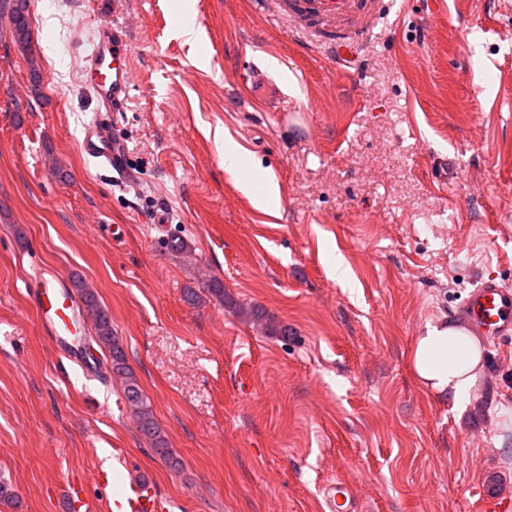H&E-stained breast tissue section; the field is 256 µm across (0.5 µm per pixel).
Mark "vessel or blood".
<instances>
[{"label": "vessel or blood", "mask_w": 512, "mask_h": 512, "mask_svg": "<svg viewBox=\"0 0 512 512\" xmlns=\"http://www.w3.org/2000/svg\"><path fill=\"white\" fill-rule=\"evenodd\" d=\"M279 15L298 23L317 48L337 61L353 59L360 45L372 33L375 22L390 10L392 0H269ZM86 81L98 99L112 111H122L130 89L131 47L120 26L109 28L88 56L84 67ZM83 152L114 170H122L123 154L110 126L92 124L81 144ZM36 312L47 336L58 343L76 333L72 289L56 275L39 281L33 297ZM457 318L473 332L485 337L512 335V287L494 276L480 278L456 311ZM327 512H357L352 486L336 480L322 488ZM66 512H88L89 496L85 483H70L65 490ZM112 512H167L154 484L143 481L131 491L112 500Z\"/></svg>", "instance_id": "vessel-or-blood-1"}]
</instances>
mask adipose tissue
<instances>
[{
  "label": "adipose tissue",
  "instance_id": "1",
  "mask_svg": "<svg viewBox=\"0 0 512 512\" xmlns=\"http://www.w3.org/2000/svg\"><path fill=\"white\" fill-rule=\"evenodd\" d=\"M481 360L477 338L450 324H426L411 347L417 378L456 403L468 400L481 372Z\"/></svg>",
  "mask_w": 512,
  "mask_h": 512
}]
</instances>
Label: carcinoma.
Returning <instances> with one entry per match:
<instances>
[{"label": "carcinoma", "mask_w": 512, "mask_h": 512, "mask_svg": "<svg viewBox=\"0 0 512 512\" xmlns=\"http://www.w3.org/2000/svg\"><path fill=\"white\" fill-rule=\"evenodd\" d=\"M30 0H0V19L10 21L11 33L14 43L19 51L26 52L32 43V30L30 26ZM203 293L190 288L186 292V299L196 302L207 297L224 304V282L218 278L204 276ZM72 286L79 295L80 302L86 315L90 318L93 328L95 345L109 354L110 371L122 386L123 399L130 412L136 417L139 432L150 443L153 452L165 463L172 467L178 465V460L168 448V441L154 419L151 402L144 393L136 373L129 365L124 346L112 331V319L109 313L101 307L98 295L86 281L79 277L72 279ZM240 314L261 326L268 336H286L288 328L276 324L266 313L255 307H238Z\"/></svg>", "instance_id": "carcinoma-1"}]
</instances>
